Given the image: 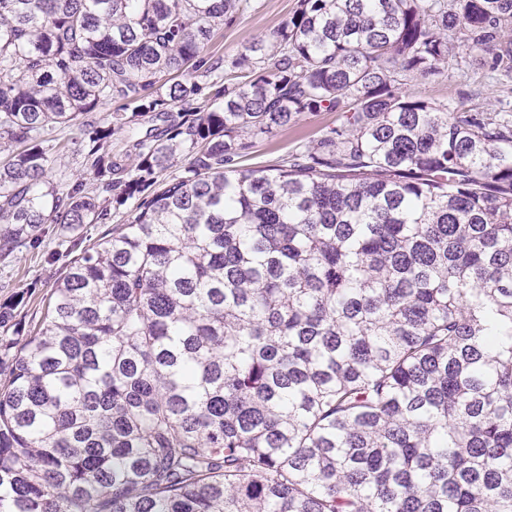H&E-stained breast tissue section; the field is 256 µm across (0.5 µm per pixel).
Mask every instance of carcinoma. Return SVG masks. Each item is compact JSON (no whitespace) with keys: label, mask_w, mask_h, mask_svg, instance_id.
Listing matches in <instances>:
<instances>
[{"label":"carcinoma","mask_w":512,"mask_h":512,"mask_svg":"<svg viewBox=\"0 0 512 512\" xmlns=\"http://www.w3.org/2000/svg\"><path fill=\"white\" fill-rule=\"evenodd\" d=\"M249 7L0 0V261L136 204L23 342L0 304V512H512V113L405 89L511 75L512 0H301L227 74ZM406 83L414 95L435 104L459 108L512 105V78L491 72L457 48L450 51L447 70L426 77L411 74ZM335 112L307 114L299 123L284 127L268 136L253 139L247 156L238 160L245 167H263L275 163L299 145L317 139L323 130L338 124ZM55 135L68 144V147L61 151L56 157L55 171L57 174L62 173L70 177L74 174L76 178V174L82 173L83 170V167L81 166L82 158L76 151L78 146L74 144L75 141L80 140V131L76 127L67 128L62 131H56Z\"/></svg>","instance_id":"obj_1"}]
</instances>
